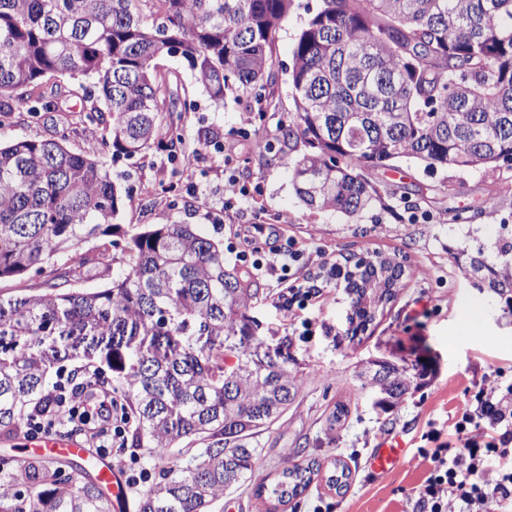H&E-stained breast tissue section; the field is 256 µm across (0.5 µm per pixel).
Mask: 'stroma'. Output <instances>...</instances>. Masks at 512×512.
<instances>
[{"instance_id":"1","label":"stroma","mask_w":512,"mask_h":512,"mask_svg":"<svg viewBox=\"0 0 512 512\" xmlns=\"http://www.w3.org/2000/svg\"><path fill=\"white\" fill-rule=\"evenodd\" d=\"M318 5L319 0H294L275 38L272 55L278 80L270 86L268 100L235 89L227 92L223 106H214L184 60L164 58L161 70L178 94L181 125L188 149L196 154L195 167L183 170L153 148L112 166L113 175H127L131 193L118 217L122 233L112 249L111 276L129 269L121 249L124 233L149 224L197 225L207 235L223 239L231 261L241 248V228L261 221L271 225L279 244L295 240L306 251L321 252L327 261L377 252L397 257L405 266L393 298L379 306L368 331L355 339L346 335L349 305L343 289H330L304 310L312 322V333L306 336L301 323L287 325L278 280L253 274L260 296L247 314L255 339L266 348L285 347L306 381L288 413L251 436V444L260 450L252 482L227 491L212 512H261L253 494L255 484L273 478L287 465L312 459L321 465L318 476L278 512H408L427 475L421 452L431 448L430 434L447 435L452 416L470 407L481 388L497 380L512 382V316L504 314V302L497 295L474 288L454 260L460 251L472 253L492 242L502 227L512 228V171L502 167L431 172L423 162L402 158L392 168L365 173L388 193L389 209L349 218L308 209L298 199L291 173L277 156L284 146L278 128L293 110L288 68L295 39ZM55 83L62 93L39 118L15 109L0 111V142L51 138L64 130L72 151L100 158L101 136L81 123L82 103L68 93L71 79L59 77ZM248 111L257 115L255 134L249 138L238 133L240 117ZM203 128L219 133L218 144L199 145ZM259 140L270 141L272 151L257 149ZM228 156L233 159L229 165L224 162ZM228 169L253 198L250 208L231 214L224 211ZM490 194L498 196L497 207H484ZM408 206L431 215V222L404 220ZM106 276L89 274L79 285L97 288ZM473 310L483 314L484 335H458L461 316ZM379 358L424 369L418 386L387 411L361 390L357 377L362 363ZM340 404L348 408L342 417L335 414ZM394 436L405 441V458L389 476H374L366 459L383 439ZM337 461L350 471L347 487L340 490L326 481Z\"/></svg>"}]
</instances>
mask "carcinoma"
Wrapping results in <instances>:
<instances>
[{
  "mask_svg": "<svg viewBox=\"0 0 512 512\" xmlns=\"http://www.w3.org/2000/svg\"><path fill=\"white\" fill-rule=\"evenodd\" d=\"M294 0H0V97L25 87L17 106L36 117L57 95L48 76L92 105L83 122L112 120L101 149L116 161L155 148L188 167L192 153L173 93L158 70L184 59L217 105L233 88L272 85V44ZM294 111L279 127L281 157L308 208L356 217L385 206L364 176L399 158L437 168L512 170V0H321L298 33L288 68ZM165 125L164 137L157 129ZM67 132L0 145V280L68 262L46 291L0 296V434L57 414L49 375L76 360L72 393L118 395L128 448L165 459L202 445L194 464L158 468L136 512H210L224 491L251 478L260 451L248 436L292 405L304 374L253 356L245 311L258 289L226 259L223 241L193 224H153L125 238L129 270L102 287L69 288L92 268L110 270V241L126 189L98 160L70 150ZM303 149H296V144ZM368 266L347 289L355 336L388 300L403 272L392 257L347 256ZM464 271L505 299L512 315V236L477 248ZM239 337L236 361L224 343ZM360 388L383 409L413 385L405 365L371 360ZM316 463L283 468L255 496L270 509L305 491ZM0 512H112L97 480L43 456L0 458Z\"/></svg>",
  "mask_w": 512,
  "mask_h": 512,
  "instance_id": "cac0c4a2",
  "label": "carcinoma"
}]
</instances>
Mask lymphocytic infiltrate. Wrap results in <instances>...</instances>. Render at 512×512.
Segmentation results:
<instances>
[{
    "label": "lymphocytic infiltrate",
    "instance_id": "lymphocytic-infiltrate-1",
    "mask_svg": "<svg viewBox=\"0 0 512 512\" xmlns=\"http://www.w3.org/2000/svg\"><path fill=\"white\" fill-rule=\"evenodd\" d=\"M264 230V225H249L238 259L284 281L279 300L286 311L307 308L322 288L291 277L303 250L293 244L264 250L256 239ZM453 429V443L424 452L429 472L409 503L410 512H488L492 506L512 512V383L482 390Z\"/></svg>",
    "mask_w": 512,
    "mask_h": 512
}]
</instances>
